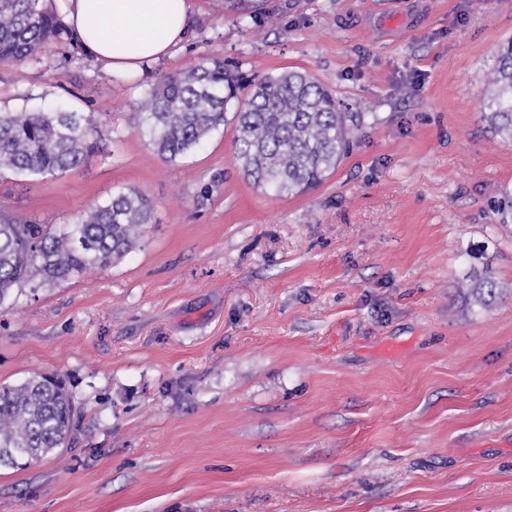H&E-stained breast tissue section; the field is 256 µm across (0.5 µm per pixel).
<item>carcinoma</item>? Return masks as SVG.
Wrapping results in <instances>:
<instances>
[{
  "label": "carcinoma",
  "mask_w": 512,
  "mask_h": 512,
  "mask_svg": "<svg viewBox=\"0 0 512 512\" xmlns=\"http://www.w3.org/2000/svg\"><path fill=\"white\" fill-rule=\"evenodd\" d=\"M66 42L85 48L48 0H0V67L38 60ZM238 99L233 66L203 59L172 73L140 102L135 129L163 158L200 149L224 125ZM484 119L512 143V41L502 46L487 74ZM235 154L244 174L277 194L302 193L335 168L350 147L349 122L335 92L299 71L267 76L234 112ZM103 150L90 116L60 106L51 112H0V169L33 177L76 169ZM502 223L512 218V195L493 201ZM152 206L139 191L119 189L73 222L37 224L0 210V309L13 306L27 283L68 280L103 269L124 256L150 223ZM498 284L486 277L472 294L482 304ZM80 410L63 380L36 374L16 385L0 384V467H23L69 445Z\"/></svg>",
  "instance_id": "carcinoma-1"
}]
</instances>
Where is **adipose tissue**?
<instances>
[{
    "label": "adipose tissue",
    "instance_id": "1",
    "mask_svg": "<svg viewBox=\"0 0 512 512\" xmlns=\"http://www.w3.org/2000/svg\"><path fill=\"white\" fill-rule=\"evenodd\" d=\"M191 0H66L68 24L109 71L140 72L187 35Z\"/></svg>",
    "mask_w": 512,
    "mask_h": 512
}]
</instances>
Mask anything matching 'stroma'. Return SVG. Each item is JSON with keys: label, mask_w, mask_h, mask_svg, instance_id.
<instances>
[{"label": "stroma", "mask_w": 512, "mask_h": 512, "mask_svg": "<svg viewBox=\"0 0 512 512\" xmlns=\"http://www.w3.org/2000/svg\"><path fill=\"white\" fill-rule=\"evenodd\" d=\"M512 0H195L189 37L133 76L67 43L0 67V112L93 115L103 152L0 172V208L62 224L133 188L153 207L103 270L0 310V384L62 378L67 448L0 467V512H512V145L487 71ZM202 57L241 98L296 70L356 115L299 195L258 188L234 123L174 161L132 131ZM492 276L488 305L471 294Z\"/></svg>", "instance_id": "35a3bbf8"}]
</instances>
